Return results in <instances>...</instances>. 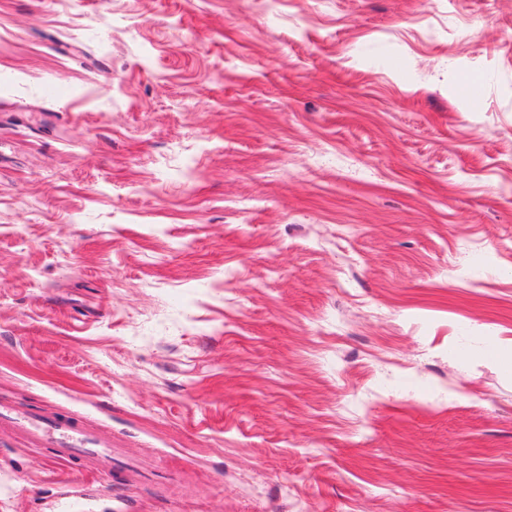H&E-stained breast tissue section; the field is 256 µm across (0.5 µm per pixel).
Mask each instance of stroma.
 <instances>
[{
  "label": "stroma",
  "instance_id": "1",
  "mask_svg": "<svg viewBox=\"0 0 512 512\" xmlns=\"http://www.w3.org/2000/svg\"><path fill=\"white\" fill-rule=\"evenodd\" d=\"M512 0H0V512H512ZM34 434L32 444L38 446L42 441L50 439L55 448L52 463L60 464L72 460L76 455H93L101 459L104 471L108 474L112 471V451L102 448H109L98 445V448H89V444L80 434L68 423L52 419L36 418L33 428Z\"/></svg>",
  "mask_w": 512,
  "mask_h": 512
}]
</instances>
